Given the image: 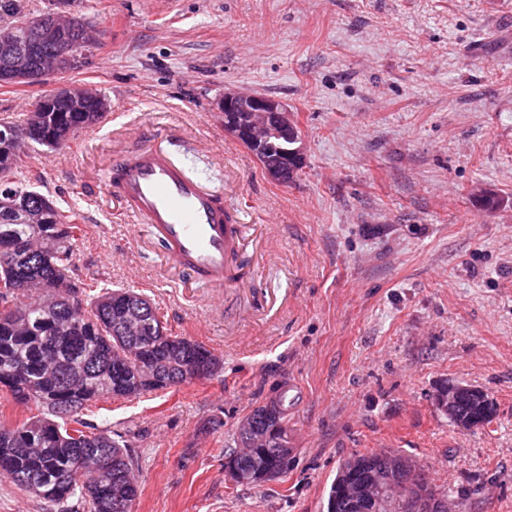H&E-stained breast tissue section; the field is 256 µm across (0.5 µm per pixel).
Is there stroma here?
I'll return each instance as SVG.
<instances>
[{"label": "stroma", "mask_w": 512, "mask_h": 512, "mask_svg": "<svg viewBox=\"0 0 512 512\" xmlns=\"http://www.w3.org/2000/svg\"><path fill=\"white\" fill-rule=\"evenodd\" d=\"M15 4L89 23L96 44L65 78L111 106L91 143L37 147L22 168L79 215L74 277L142 293L221 359L212 378L83 410L125 440L134 512H324L339 466L385 449L465 491L455 512H512V0ZM228 89L288 107L304 156L288 183L225 132ZM158 122L260 236L252 288L182 289L96 198L112 155ZM290 382L293 467L230 482L239 423ZM448 383L488 393L492 421L452 424L434 401Z\"/></svg>", "instance_id": "35a3bbf8"}]
</instances>
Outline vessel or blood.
<instances>
[{
    "instance_id": "1",
    "label": "vessel or blood",
    "mask_w": 512,
    "mask_h": 512,
    "mask_svg": "<svg viewBox=\"0 0 512 512\" xmlns=\"http://www.w3.org/2000/svg\"><path fill=\"white\" fill-rule=\"evenodd\" d=\"M100 189L161 244L170 268L218 291L243 280L234 261L252 238L236 208L161 147L148 144L115 161Z\"/></svg>"
}]
</instances>
